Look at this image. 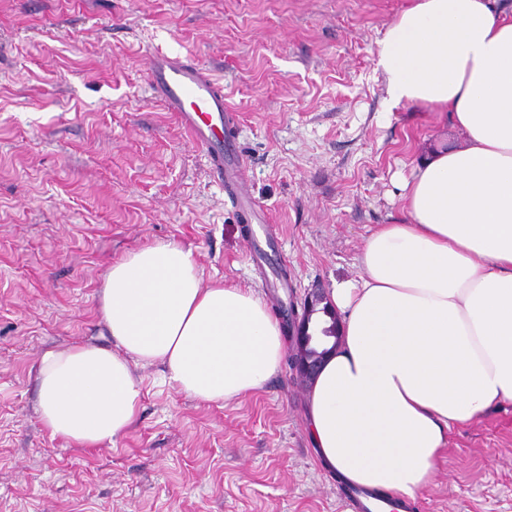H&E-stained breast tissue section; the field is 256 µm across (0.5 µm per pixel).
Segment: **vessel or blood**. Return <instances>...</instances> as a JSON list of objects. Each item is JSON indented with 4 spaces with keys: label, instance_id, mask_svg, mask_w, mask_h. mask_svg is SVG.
Segmentation results:
<instances>
[{
    "label": "vessel or blood",
    "instance_id": "1",
    "mask_svg": "<svg viewBox=\"0 0 512 512\" xmlns=\"http://www.w3.org/2000/svg\"><path fill=\"white\" fill-rule=\"evenodd\" d=\"M147 71L166 109L208 153L214 172L233 192L245 220H258L255 205L239 181L241 156L231 134L233 117L224 104L223 84L198 62L169 53L151 55ZM344 498L350 512H410L412 508L406 500L356 484L345 485Z\"/></svg>",
    "mask_w": 512,
    "mask_h": 512
}]
</instances>
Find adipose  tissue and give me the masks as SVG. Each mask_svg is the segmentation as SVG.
<instances>
[{
    "label": "adipose tissue",
    "instance_id": "1",
    "mask_svg": "<svg viewBox=\"0 0 512 512\" xmlns=\"http://www.w3.org/2000/svg\"><path fill=\"white\" fill-rule=\"evenodd\" d=\"M496 3L413 0L379 42L390 99L449 114L465 144L412 164L406 220L372 230L359 279L330 290L341 337L308 393L321 458L411 498L454 427L512 400V12ZM99 311L111 345L47 350L35 377L43 427L82 448L131 425L142 396L132 363L163 365L181 392L211 403L256 392L282 363L263 300L204 284L175 243L112 264Z\"/></svg>",
    "mask_w": 512,
    "mask_h": 512
}]
</instances>
